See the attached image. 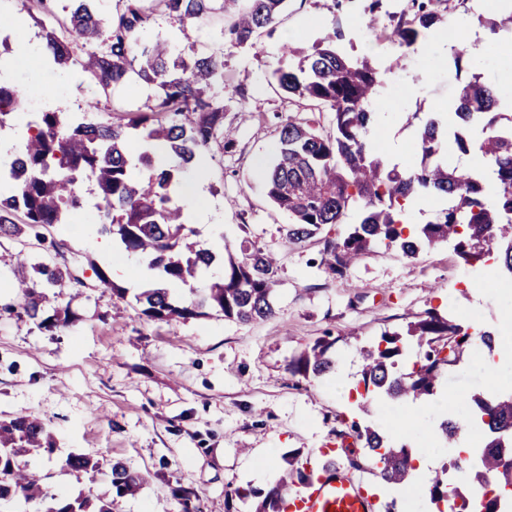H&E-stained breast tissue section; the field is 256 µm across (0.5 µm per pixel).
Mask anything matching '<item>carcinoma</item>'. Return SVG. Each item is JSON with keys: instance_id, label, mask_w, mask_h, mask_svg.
Returning a JSON list of instances; mask_svg holds the SVG:
<instances>
[{"instance_id": "cac0c4a2", "label": "carcinoma", "mask_w": 512, "mask_h": 512, "mask_svg": "<svg viewBox=\"0 0 512 512\" xmlns=\"http://www.w3.org/2000/svg\"><path fill=\"white\" fill-rule=\"evenodd\" d=\"M467 0H408L399 12H386L390 38L410 51L424 32L447 20L448 12ZM285 0H157L156 7L181 24L212 14L224 15V43L230 48L252 44L255 35L277 24ZM21 5L41 27L46 47L62 68L73 56V45L87 49L82 67L103 89L123 88L135 81L159 90L156 104L126 123L86 122L72 115L45 109L36 113L29 137L15 149L20 166L9 163L6 177L13 191L0 195V238H14L22 227L44 238L41 230L66 223L69 213L83 207L86 184L94 186L98 230L119 238L124 250L147 259L148 267L160 273L164 288H147L136 302L150 320L178 321L216 311L241 322L274 314L272 300L278 285L273 255L261 248H243L237 259L224 245L227 260L222 277L191 289L192 298H174L169 287L189 285L202 279L214 263L209 248L188 242L192 230L184 217L176 189L181 175L192 167L202 151L216 144L228 151L234 140L224 130V104L214 95V84L224 73V54L186 59L173 57L161 42L146 41L142 34L148 14L141 0H124L122 10L104 19L98 0H71L65 20L58 19L47 0H21ZM491 33L512 31V10L507 17H479ZM61 24L68 37L57 34ZM344 33L339 22L325 32L309 50H290L298 61L273 71L278 86L289 97L332 116L333 133L320 132L315 118L290 117L281 124L279 152L262 178L267 196L288 214L285 240L299 244L313 237L322 226L342 224L354 205L358 221L347 236L324 240L321 263L342 276L375 248L384 246L413 258L425 245L456 241L458 255L466 263L489 256L502 248L501 258L512 273V126L497 127L492 113L497 103L493 87L473 75L460 91L454 112L458 151L466 155L469 145L462 131L482 126L484 137L478 150L493 174L492 201L485 197L484 179L464 166L448 165L443 156L439 127L449 122L428 120L419 134L420 162L402 170L390 169L373 148L370 132L375 122V104L384 85V75L367 58H352L339 49ZM21 109L16 85L0 77V129ZM139 146L131 151V137ZM166 144L173 161L155 167L153 146ZM432 192L446 200L435 220L413 225L404 219L411 197ZM10 267L17 305L41 329L53 331L74 321L69 308L43 309L48 295L58 297L73 284H83L76 271L52 260L29 265L0 255V266ZM98 281L119 297L125 289L116 285L95 262H89ZM474 336L462 324L430 308L409 323L406 330L388 332L363 348V391L359 406L368 410L379 397L405 402L432 396L448 371L472 351ZM331 342L317 340L290 363L292 373L320 377L336 369L329 354ZM414 353L416 361L404 373L394 372L397 359ZM336 436L351 431L364 443L366 462L351 460L361 470L372 467L391 485L406 488L414 483L411 451L387 442L383 432L359 422L338 420ZM466 426L486 432L481 447V467L475 483L465 492L448 489L435 477L429 487L431 502L459 499L467 512H506L504 498L496 488L512 482V452L503 454L501 438H512V394L471 396ZM439 429L449 447L460 443L462 427L450 418ZM53 432L30 415L0 420V509L8 503H30L45 498L41 479L29 472L22 457L32 451L51 452ZM68 468L94 474L100 463L85 454H71ZM148 475L115 462L110 467L112 494L117 498L136 495ZM314 474L303 467H286L267 492L235 488L227 496L262 498L254 512H282L283 493L289 485L306 486ZM182 512H201L199 495L190 488L172 489ZM49 512H112V501L97 503L84 495L63 498Z\"/></svg>"}]
</instances>
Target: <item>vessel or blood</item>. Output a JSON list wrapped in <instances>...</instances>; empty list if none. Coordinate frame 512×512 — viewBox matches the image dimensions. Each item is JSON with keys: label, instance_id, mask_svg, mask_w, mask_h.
Instances as JSON below:
<instances>
[{"label": "vessel or blood", "instance_id": "vessel-or-blood-1", "mask_svg": "<svg viewBox=\"0 0 512 512\" xmlns=\"http://www.w3.org/2000/svg\"><path fill=\"white\" fill-rule=\"evenodd\" d=\"M285 512H373L361 482L342 467L322 470L302 492H287Z\"/></svg>", "mask_w": 512, "mask_h": 512}]
</instances>
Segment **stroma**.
Wrapping results in <instances>:
<instances>
[{"instance_id":"35a3bbf8","label":"stroma","mask_w":512,"mask_h":512,"mask_svg":"<svg viewBox=\"0 0 512 512\" xmlns=\"http://www.w3.org/2000/svg\"><path fill=\"white\" fill-rule=\"evenodd\" d=\"M330 5V0H287L278 23L258 33L253 48L237 50L224 43L222 16L184 30L156 8L155 0H143L150 15L147 37L168 39L175 54L186 58L224 55V77L214 90L224 102V124L233 129L235 146L205 153L199 179L209 210L191 239L207 247L221 237L274 252L280 285L273 316L250 323L215 312L171 323L148 319L134 296L155 277L132 268L119 243L97 232L90 190L86 208L67 224L46 230L44 240L28 229L20 238L0 240L1 253L19 252L32 263L91 257L127 290L122 298L111 295L92 270H85L83 286L67 288L64 296L77 321L47 332L19 312L6 311L16 290L9 272L0 271V420L26 414L54 430L55 450L26 458L50 497L109 498L113 512H180L171 490L181 485L198 493L201 512H253V499L230 500L227 491L267 490L288 456L312 467L331 449L342 464L363 455L355 437H337V417L386 425L381 407L360 411L355 395L336 384L340 377L358 383L361 347L383 332L403 329L431 307L498 335L512 318V294L499 288L502 266L493 260L467 265L449 244L414 259L381 246L344 276L329 274L320 263L324 239L346 236L356 212L301 244L285 242L290 219L270 202L256 173L257 162H275L280 124L296 111L272 73L290 62V48L310 46L334 19L343 22L349 52L369 57L385 73L381 98L387 107L378 115L372 139L390 165L401 168L419 160L417 128L452 111L471 75L495 83L501 112L512 115V59L487 53L493 37L478 22L492 11L494 0H468L467 11L449 13L456 43H449L447 25H439L409 54L388 37L369 35L361 0H349L338 16ZM0 14L11 18L13 27L8 42L0 44V73L25 96H52L53 109L95 121L118 120L122 109L136 113L154 106L156 88L141 82L104 93L79 64L82 47H75V61L64 69L43 52L33 60L19 57V43L39 48L41 32L18 0H0ZM462 43L469 46L471 68L429 66L430 58L454 56ZM326 336L335 341V372L321 378L291 375L292 357ZM492 365L505 373L496 393H512V347L465 356L440 389L449 417L465 412L474 391L486 390L485 373ZM72 453L98 459L100 473L67 468ZM118 461L150 472L136 497L113 498L110 466ZM358 476L375 512H384L389 503L394 512H428L419 490L393 499L379 492L375 471Z\"/></svg>"}]
</instances>
